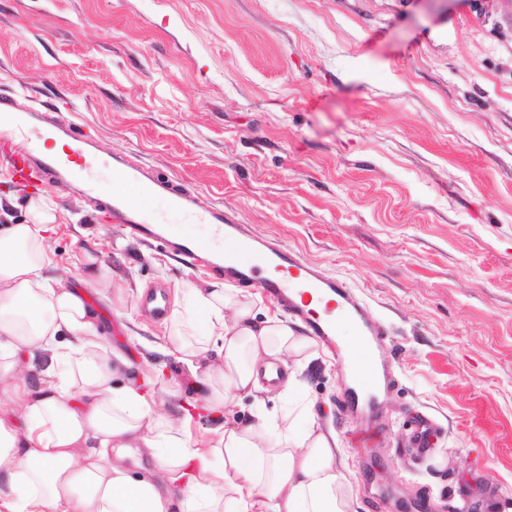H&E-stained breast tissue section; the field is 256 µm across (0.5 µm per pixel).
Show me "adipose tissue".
I'll return each instance as SVG.
<instances>
[{"instance_id":"obj_1","label":"adipose tissue","mask_w":512,"mask_h":512,"mask_svg":"<svg viewBox=\"0 0 512 512\" xmlns=\"http://www.w3.org/2000/svg\"><path fill=\"white\" fill-rule=\"evenodd\" d=\"M31 221L0 228V512H355L354 485L332 427L302 391L314 341L287 319H258L245 289L220 281L178 289L164 355L219 380L214 412L239 395L252 421L224 423L202 443L157 403L156 378L118 384L84 293L64 286L43 199ZM41 365L40 385L24 361ZM286 367L288 396L265 392ZM154 467L132 472V453Z\"/></svg>"}]
</instances>
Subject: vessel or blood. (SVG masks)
<instances>
[{"instance_id": "obj_1", "label": "vessel or blood", "mask_w": 512, "mask_h": 512, "mask_svg": "<svg viewBox=\"0 0 512 512\" xmlns=\"http://www.w3.org/2000/svg\"><path fill=\"white\" fill-rule=\"evenodd\" d=\"M43 121L47 132L65 140L67 154H47L41 138L35 137L30 140L26 154L12 155L10 142L14 137L26 135L31 115L18 111L14 98L0 97V153L9 155L12 172L21 181L41 175L106 197L109 218L123 224L129 236L163 241L169 250L192 265L219 273L228 282L259 289L298 316L309 336L331 348L335 345L337 321L305 308L313 296H330L333 306L362 338L361 344L349 353L354 363V383L347 389L342 407L351 413L374 417L379 403L378 390L388 387L392 378L382 345L383 328L370 317L356 288L346 280L304 262L293 249L283 245L270 247L265 256L255 257L254 237L245 225L237 223L224 211L198 206L196 199L187 193L170 192L168 185L158 182L141 168L118 169L111 184L97 183L89 161L91 141L79 134L74 122L48 115ZM165 193L170 194L175 209L191 213L201 223L215 225L224 239V250H215L207 238L171 236L152 210L154 198Z\"/></svg>"}]
</instances>
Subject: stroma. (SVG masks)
Here are the masks:
<instances>
[{
    "mask_svg": "<svg viewBox=\"0 0 512 512\" xmlns=\"http://www.w3.org/2000/svg\"><path fill=\"white\" fill-rule=\"evenodd\" d=\"M0 96L359 290L397 378L380 424L342 411L345 368L322 344L304 389L358 512H512V0H0ZM39 196L57 273L104 343L131 372L162 368L191 440L208 437L210 386L160 353L141 298L216 273L0 161V226L28 223ZM97 269L111 288L87 286Z\"/></svg>",
    "mask_w": 512,
    "mask_h": 512,
    "instance_id": "obj_1",
    "label": "stroma"
}]
</instances>
